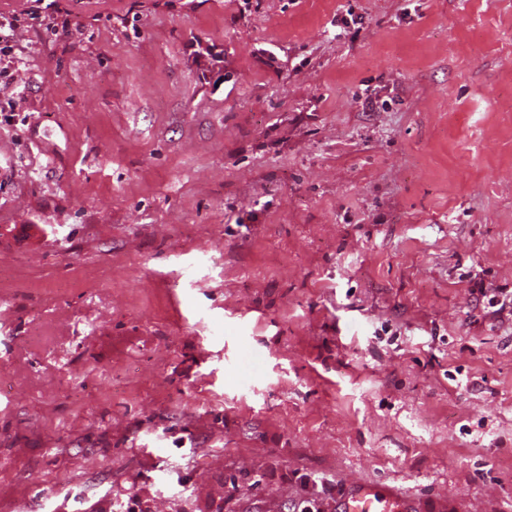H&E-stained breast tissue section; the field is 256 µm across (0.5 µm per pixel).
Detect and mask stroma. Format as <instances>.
Wrapping results in <instances>:
<instances>
[{
  "label": "stroma",
  "mask_w": 512,
  "mask_h": 512,
  "mask_svg": "<svg viewBox=\"0 0 512 512\" xmlns=\"http://www.w3.org/2000/svg\"><path fill=\"white\" fill-rule=\"evenodd\" d=\"M60 4L0 0V512H512V0ZM24 70L21 64L17 63L1 75L0 68V98L14 99L25 90V83L20 78V73ZM336 512H414L411 503L381 491L376 486L359 483L343 498Z\"/></svg>",
  "instance_id": "1"
}]
</instances>
